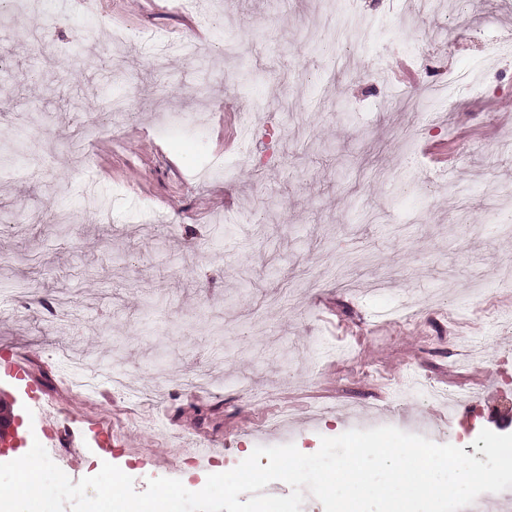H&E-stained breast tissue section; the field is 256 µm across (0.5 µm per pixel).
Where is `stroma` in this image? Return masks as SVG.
Masks as SVG:
<instances>
[{
	"label": "stroma",
	"instance_id": "stroma-1",
	"mask_svg": "<svg viewBox=\"0 0 512 512\" xmlns=\"http://www.w3.org/2000/svg\"><path fill=\"white\" fill-rule=\"evenodd\" d=\"M317 5L223 0L204 27L171 0L133 13L95 0L91 14L45 0L23 24L53 50L0 53V155L15 157L0 173V410L23 420L0 461L43 438L37 399L87 428L131 421L111 453L89 436L78 475L106 458L139 492L156 477L194 491L256 447L312 454L351 429L463 448L485 428L512 434V334L491 322L512 319L499 285L512 237L495 231L512 191V63L489 55L512 40V0H350L362 26L346 40L309 39ZM104 20L167 35V68L139 42H84ZM230 37L239 53L219 57ZM398 59L413 81L393 78ZM471 70L482 96L420 111L429 87ZM114 98L132 121L71 154ZM218 159L231 180L198 182ZM91 187L127 223L100 222ZM408 294L423 302L410 324L377 323ZM55 349L101 366L98 390L62 385ZM18 357L34 379L9 370ZM413 370L459 401H395Z\"/></svg>",
	"mask_w": 512,
	"mask_h": 512
}]
</instances>
